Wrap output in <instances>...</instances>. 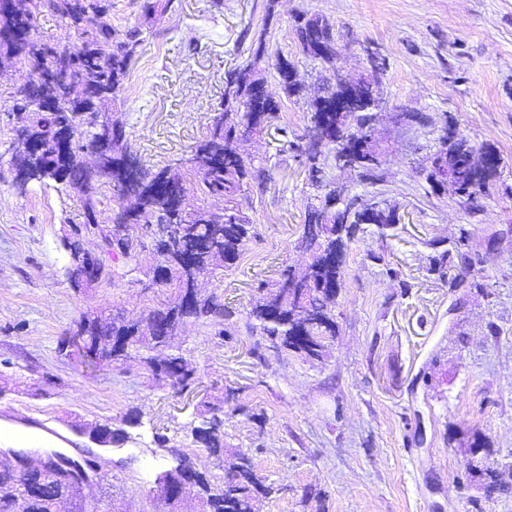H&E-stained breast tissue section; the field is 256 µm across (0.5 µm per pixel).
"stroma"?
Here are the masks:
<instances>
[{"label": "stroma", "instance_id": "obj_1", "mask_svg": "<svg viewBox=\"0 0 512 512\" xmlns=\"http://www.w3.org/2000/svg\"><path fill=\"white\" fill-rule=\"evenodd\" d=\"M324 16L341 50L334 66L302 54L299 14ZM120 107L131 151L158 169L188 158L224 97V76L265 39L282 49L307 87L287 97L274 69L268 93L288 128L301 132L311 99L334 71L373 74L382 105L373 128L377 184L358 170L330 169L333 186L397 206L381 231L365 226L348 245L333 310L336 334L322 358L273 349L249 335L246 314L260 282L307 261L299 247L312 183L276 129L243 145L265 170L263 191L241 203L253 235L241 259L199 281L224 303L220 325L188 323L177 344L197 381L174 389L137 359L85 368L61 355L83 316L112 310L136 321L168 301L152 283L151 237L138 263L112 259L113 285H76L63 240L82 202L56 183L12 185L13 68L0 69V425L35 429L47 450L61 442L99 458L84 488L102 512H168L153 492L158 474L182 458L224 472L191 429L206 403L223 402L224 446L251 457L273 491L256 512H512V490L487 494L469 468L481 436L488 462L512 487V0H173L157 13ZM494 149L497 193L469 212L435 193L426 169L446 131ZM486 253L483 271L458 277L459 239ZM447 254L448 279L429 270ZM139 421L106 449L77 427L129 410Z\"/></svg>", "mask_w": 512, "mask_h": 512}]
</instances>
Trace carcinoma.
<instances>
[{
	"instance_id": "obj_1",
	"label": "carcinoma",
	"mask_w": 512,
	"mask_h": 512,
	"mask_svg": "<svg viewBox=\"0 0 512 512\" xmlns=\"http://www.w3.org/2000/svg\"><path fill=\"white\" fill-rule=\"evenodd\" d=\"M16 8H0V63L15 68L21 79L18 95L28 138L33 140L39 155L30 158L18 152L15 159L26 182L53 181L79 192L83 199V220L71 228L74 244L86 238L98 239V259L106 269L105 284L110 285L116 270L107 258L122 255L139 261L144 248L139 239L113 232L98 219L102 190L125 201L113 218L120 224H162L177 227L184 241L196 278L214 272L218 263L235 264L252 231V221L241 207L239 197L253 184L263 187V170L238 151L237 145L261 133L280 118V104L272 97L266 101L267 111L254 106V85L265 83L263 65L275 59L274 68L285 94L297 97L303 86L293 62L277 53L271 55L266 43L258 42L252 59L242 67L225 74L224 85L232 87L218 108L204 139L195 146L189 158L177 164V172L164 167L158 171L145 168L141 172L143 188L131 195L123 184L120 162L129 152L124 124L115 116L116 107L125 91L130 64L144 43L143 29L136 25L117 30L106 20L112 0H17ZM55 14L64 24L66 36L55 43L36 35L39 16ZM294 34L299 47L309 42H323L327 54L320 59L333 65L336 43L332 24L322 16L303 18L295 23ZM98 112L112 115V170L91 175L85 155L97 142L95 117ZM376 113L360 110L351 113L350 127L364 134ZM307 132L297 145L309 177L320 182L328 168V158L311 150L305 143ZM431 160L427 181L432 188L456 197L468 206H479L490 196L497 174L498 158L494 151L484 154L493 160L488 166H475L456 145L441 141ZM449 166L456 172L454 187L449 188L435 178L434 167ZM182 189L190 183L195 199L182 209L168 206V201L151 194L150 188L159 178ZM212 198L224 199V207L208 205ZM361 197L345 198L336 190L328 192L321 202L311 207L304 219L302 245L309 252V262L302 271L288 270L289 284L279 281L260 283L257 292L262 301L247 313V328L253 335L264 336L279 347L304 354L311 359L323 356L324 339L336 335L333 308L341 288L343 266L327 263L315 252L336 249L339 240H353L360 226L373 224L380 229L396 224L398 208L385 205L371 209L360 203ZM161 272L162 279L176 284L177 295L151 310L140 322H129L119 314L96 313L78 323L76 351L85 367L118 364L131 355L152 375L164 373L172 385L185 389L196 381V373L188 369L183 358L172 350L173 340L189 319L205 322L224 318V303L218 296L195 295L193 303L180 301L184 285V269L177 262L152 265L150 272ZM212 417L194 428L202 432L197 441L221 460L224 481L217 483L205 473L196 472V494L205 501L208 512H254V502L273 492L258 475L251 458L241 452L224 455L223 423L218 417L221 408L210 406ZM66 465L58 469L33 468L17 473L0 471V512H84L85 500L79 489H64L71 473L92 469L63 456Z\"/></svg>"
}]
</instances>
